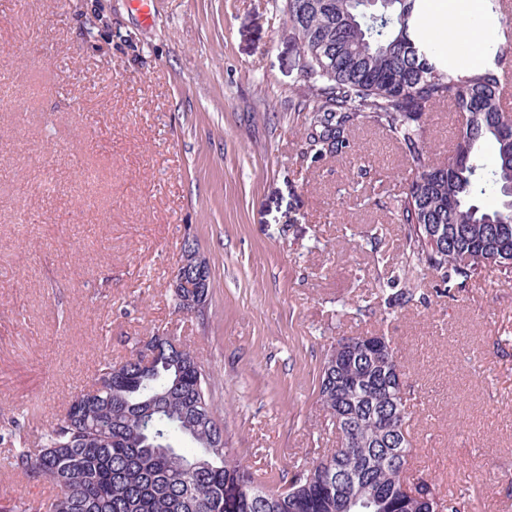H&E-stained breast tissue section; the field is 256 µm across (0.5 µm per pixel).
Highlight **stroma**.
Wrapping results in <instances>:
<instances>
[{
	"label": "stroma",
	"instance_id": "stroma-1",
	"mask_svg": "<svg viewBox=\"0 0 512 512\" xmlns=\"http://www.w3.org/2000/svg\"><path fill=\"white\" fill-rule=\"evenodd\" d=\"M284 0H0V460L35 448L100 365L152 335L209 375L234 458L281 484L335 447L317 403L331 342L388 336L407 382L409 477L464 512H512V281L405 283V146L365 119L310 159L311 91ZM421 124L431 161L462 127ZM210 269L179 312L186 242ZM55 490L11 468L0 512Z\"/></svg>",
	"mask_w": 512,
	"mask_h": 512
}]
</instances>
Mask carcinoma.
Listing matches in <instances>:
<instances>
[{
    "label": "carcinoma",
    "mask_w": 512,
    "mask_h": 512,
    "mask_svg": "<svg viewBox=\"0 0 512 512\" xmlns=\"http://www.w3.org/2000/svg\"><path fill=\"white\" fill-rule=\"evenodd\" d=\"M423 0H285L297 31L304 76L313 91L305 154L317 158L346 146L344 132L362 117L400 140L414 177L400 200L412 261L462 281L490 271L512 276V122L504 115L489 47L482 66L456 69L420 21ZM454 102L472 114L454 153L441 164L427 159L423 114ZM495 162H481L484 144ZM489 196L493 203H482ZM421 224H441L448 238L428 248ZM386 354L339 350L332 344L319 372L318 402L331 417L354 426L355 447L330 448L304 462L277 489L258 485L233 460L215 425L207 374L186 348L155 336L154 357L139 351L100 368L97 389L75 396L37 452L22 451L10 465L51 482L58 492L46 512H339L337 501L357 498L362 512H461L452 497L419 479L421 495L403 489L410 439L391 446L377 422L385 415L408 428L404 373L397 346ZM198 448L205 465L187 464Z\"/></svg>",
    "instance_id": "1"
}]
</instances>
